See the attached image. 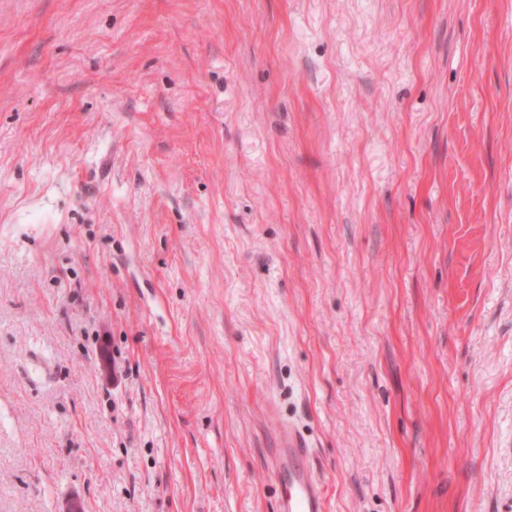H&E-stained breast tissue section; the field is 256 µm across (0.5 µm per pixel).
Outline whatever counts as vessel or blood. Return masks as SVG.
<instances>
[{"label": "vessel or blood", "mask_w": 512, "mask_h": 512, "mask_svg": "<svg viewBox=\"0 0 512 512\" xmlns=\"http://www.w3.org/2000/svg\"><path fill=\"white\" fill-rule=\"evenodd\" d=\"M311 450L293 425H285L272 453L271 473L282 486L277 512H325L323 485L310 466Z\"/></svg>", "instance_id": "obj_1"}]
</instances>
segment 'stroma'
I'll return each mask as SVG.
<instances>
[{"label":"stroma","mask_w":512,"mask_h":512,"mask_svg":"<svg viewBox=\"0 0 512 512\" xmlns=\"http://www.w3.org/2000/svg\"><path fill=\"white\" fill-rule=\"evenodd\" d=\"M512 512V0H0V512ZM273 448L271 473L284 489L276 512H325L323 485L310 466L311 448L305 438L288 423Z\"/></svg>","instance_id":"obj_1"}]
</instances>
